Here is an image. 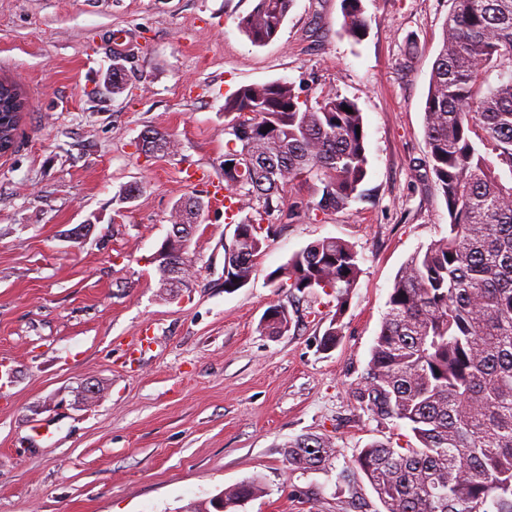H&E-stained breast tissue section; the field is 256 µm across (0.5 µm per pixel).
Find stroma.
<instances>
[{"instance_id":"stroma-1","label":"stroma","mask_w":512,"mask_h":512,"mask_svg":"<svg viewBox=\"0 0 512 512\" xmlns=\"http://www.w3.org/2000/svg\"><path fill=\"white\" fill-rule=\"evenodd\" d=\"M254 0H0V79L27 102L0 156V512H183L251 477L244 512H382L365 477L339 473L398 430L359 409L397 272L448 231L426 176L424 103L451 0H363L353 41L342 0H295L278 37L253 45ZM121 52L112 93L98 76ZM286 80L363 114L366 200L339 213L276 215L248 283L224 288L234 227L206 210L189 243L196 276L170 300L152 261L173 206L224 180V100ZM174 148L147 154L141 135ZM137 193L122 199L125 188ZM352 244L361 273L330 350L328 297L297 302L290 330L260 321L288 300L274 270L309 243ZM95 387L87 396L86 387ZM338 453L289 466L288 442ZM343 2L344 32L354 40L361 41L369 25L362 0H343ZM288 463L298 469L321 466L338 452L328 439L319 436H301L286 447Z\"/></svg>"}]
</instances>
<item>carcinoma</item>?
<instances>
[{"mask_svg": "<svg viewBox=\"0 0 512 512\" xmlns=\"http://www.w3.org/2000/svg\"><path fill=\"white\" fill-rule=\"evenodd\" d=\"M343 29L356 41L369 22L362 0H343ZM424 105L428 163L448 209V234L399 269L366 373L353 391L373 417L404 426V442L376 441L354 459L384 512H512V0H451ZM294 0H254L238 28L260 46L274 40ZM497 81L489 82L491 71ZM350 108L353 113L344 111ZM236 115L228 131L224 188L241 213L224 246V288L248 283L266 241L263 221L281 211L283 192L311 182L310 201L290 209L340 212L363 199L369 174L363 115L326 92L311 106L283 80L242 86L224 101ZM271 129H266V126ZM491 149L492 162L476 148ZM157 131L146 153L167 151ZM209 202L180 201L171 224L190 242ZM360 272L348 242L324 238L275 270L277 288L336 299L323 334L330 349ZM288 309L272 306L263 329L288 332ZM337 449L319 436L289 443L288 463L321 466ZM260 479L224 489V512H240L263 493Z\"/></svg>", "mask_w": 512, "mask_h": 512, "instance_id": "1", "label": "carcinoma"}]
</instances>
